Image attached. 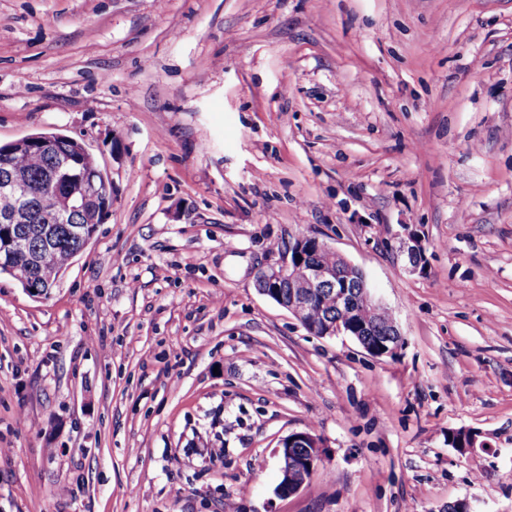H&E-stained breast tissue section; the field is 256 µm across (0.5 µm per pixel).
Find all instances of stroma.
<instances>
[{"label":"stroma","instance_id":"1","mask_svg":"<svg viewBox=\"0 0 512 512\" xmlns=\"http://www.w3.org/2000/svg\"><path fill=\"white\" fill-rule=\"evenodd\" d=\"M38 133L112 205L48 296L0 274V512H512V0H0V145ZM298 235L396 355L257 292ZM404 236L399 237V252L405 253L412 270L421 269L424 264V254L421 241L417 233L410 229V225H402ZM297 448L305 450L299 454L295 452ZM324 448L321 437L309 431L295 432L282 438L275 450L280 466V482L275 494L279 497L296 494L323 459Z\"/></svg>","mask_w":512,"mask_h":512}]
</instances>
